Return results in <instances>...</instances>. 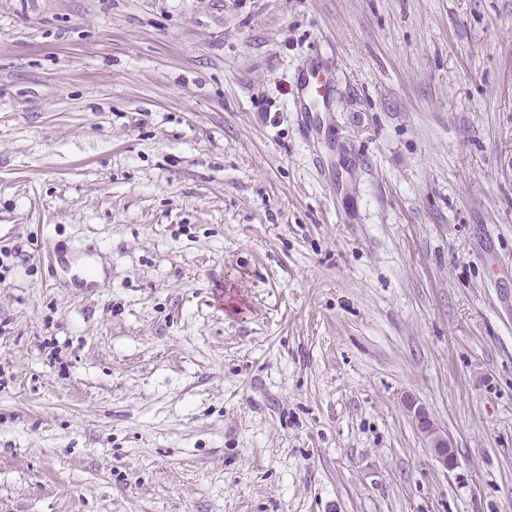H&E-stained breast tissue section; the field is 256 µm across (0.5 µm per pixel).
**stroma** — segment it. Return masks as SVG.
Segmentation results:
<instances>
[{
  "label": "stroma",
  "mask_w": 512,
  "mask_h": 512,
  "mask_svg": "<svg viewBox=\"0 0 512 512\" xmlns=\"http://www.w3.org/2000/svg\"><path fill=\"white\" fill-rule=\"evenodd\" d=\"M1 224L0 512H512V0H0ZM323 87L324 85L320 80L319 72L316 68L311 67L304 81L302 100L300 101V105L307 106L306 102L309 100L310 105L315 107V104L318 103L319 98L324 97L325 89ZM55 260L47 268L49 276L54 280L64 278L70 270L68 256L72 259L92 258L94 251L90 248L80 250H56L53 249ZM405 409L416 424L425 447L429 448L434 460L446 471L454 469L457 457L448 430L435 423L426 409L413 399L405 401Z\"/></svg>",
  "instance_id": "35a3bbf8"
}]
</instances>
